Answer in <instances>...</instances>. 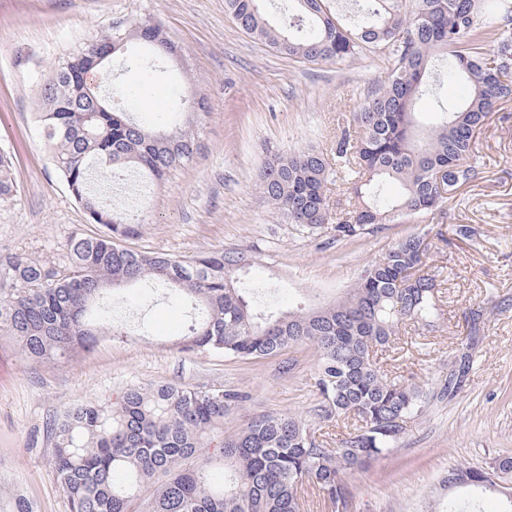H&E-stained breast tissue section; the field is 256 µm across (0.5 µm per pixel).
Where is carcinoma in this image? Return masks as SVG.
Returning <instances> with one entry per match:
<instances>
[{
	"instance_id": "carcinoma-1",
	"label": "carcinoma",
	"mask_w": 512,
	"mask_h": 512,
	"mask_svg": "<svg viewBox=\"0 0 512 512\" xmlns=\"http://www.w3.org/2000/svg\"><path fill=\"white\" fill-rule=\"evenodd\" d=\"M293 2L297 20L282 25L265 16L263 0L227 5L244 32L278 54L336 63L378 48L388 68L350 114L332 154L269 153L258 179L265 202L299 230L328 229L338 241L377 224L444 212L480 174L475 132L512 99V0H367L350 27L338 22L327 0ZM130 39L157 57L175 51L160 25L136 20L93 39L100 61L83 49L42 86L40 135L70 194L103 231L70 236L67 261L58 265L0 255V336L17 342L35 364L62 362L104 336L123 335L112 307L125 289L155 284L174 302L199 310L181 338L185 350L267 359L296 344L313 346L321 411L336 418L340 433L328 447L297 416L267 413L226 435L224 417L243 402L239 394L133 384L114 400L75 405L49 422L57 479L71 512H304L306 484L346 506L341 475L394 451L408 419L436 397H455L469 380L471 343L451 358L435 391L389 375L378 360L395 345L399 326L418 337L440 329L437 276L422 272L429 243L407 234L342 295L288 312L250 304L265 285L241 281L253 263L248 252L177 257L127 246L139 233V215L91 190V174L123 180L136 172L158 182L200 149L198 126L149 130L100 94V84L112 83L107 64ZM437 59L441 75L465 81L469 94L460 105L440 108L435 124L420 132L415 109L432 91ZM90 71L101 72L102 83H88ZM336 172L357 204L334 220L327 191ZM390 184L399 185L398 197H388ZM15 192L11 159L1 150L0 200ZM450 475L487 489L482 474L465 465Z\"/></svg>"
}]
</instances>
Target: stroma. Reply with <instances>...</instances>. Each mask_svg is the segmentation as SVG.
Here are the masks:
<instances>
[{"label": "stroma", "instance_id": "stroma-1", "mask_svg": "<svg viewBox=\"0 0 512 512\" xmlns=\"http://www.w3.org/2000/svg\"><path fill=\"white\" fill-rule=\"evenodd\" d=\"M143 19L159 22L180 54L135 64L134 43L115 54V103L159 131L189 120V100L205 98L208 112L196 158L139 202L145 222L130 246L177 256L250 250L255 262L245 278L266 286L257 305L288 310L340 295L399 237H426L433 246L427 270L441 280L443 330L426 338L400 333L395 370L436 387L449 353L475 326L473 370L456 397L432 401L408 421L390 455L343 480L347 512H447L443 479L451 467L485 469L512 457V102L492 112L480 131L482 177L457 192L446 215L382 224L356 241L336 242L284 223L262 198L258 174L272 150H331L346 116L385 75L380 50L335 64L291 59L242 32L225 0H0V147L12 156L19 186L0 202V254L60 264L74 232H97L39 135L37 97L44 76L101 30ZM457 224L472 225L475 236L457 238ZM116 317L134 335L105 338L58 364L32 363L0 336V512H11L17 494L34 512H70L46 424L132 384L246 393L224 420L228 433L254 415L279 412L326 434L312 347L295 345L268 359L181 351L188 310L160 288L129 289Z\"/></svg>", "mask_w": 512, "mask_h": 512}]
</instances>
